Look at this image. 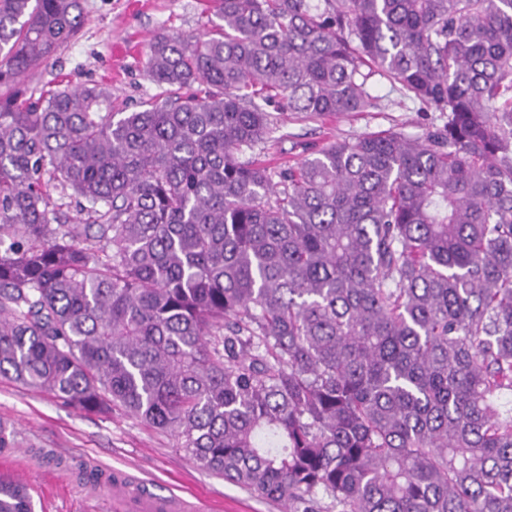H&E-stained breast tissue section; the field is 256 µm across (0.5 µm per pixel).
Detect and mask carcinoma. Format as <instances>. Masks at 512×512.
I'll list each match as a JSON object with an SVG mask.
<instances>
[{"instance_id":"carcinoma-1","label":"carcinoma","mask_w":512,"mask_h":512,"mask_svg":"<svg viewBox=\"0 0 512 512\" xmlns=\"http://www.w3.org/2000/svg\"><path fill=\"white\" fill-rule=\"evenodd\" d=\"M215 2L122 112L32 85L81 0H0V376L284 512H512V0ZM376 75L448 122L240 159Z\"/></svg>"}]
</instances>
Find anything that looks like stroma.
Here are the masks:
<instances>
[{
  "mask_svg": "<svg viewBox=\"0 0 512 512\" xmlns=\"http://www.w3.org/2000/svg\"><path fill=\"white\" fill-rule=\"evenodd\" d=\"M84 23L75 39L39 68L37 82L52 87L100 84L116 105L133 112L164 97L148 76V44L154 34H197L210 27L206 0H81ZM376 108L324 120L278 115L268 151L273 162L293 163L306 144L323 145L388 129L411 136L443 126L447 113L404 96L373 78ZM0 422L15 431V446L0 465L36 464L30 494L34 512H113L112 496L94 494L77 477L79 468L141 470L149 491L201 497L221 512H278L202 469L169 433L147 427L123 411L108 415L76 411L51 396L0 376Z\"/></svg>",
  "mask_w": 512,
  "mask_h": 512,
  "instance_id": "stroma-1",
  "label": "stroma"
}]
</instances>
